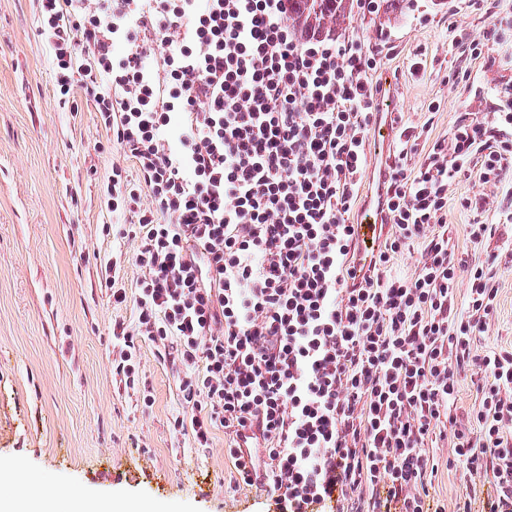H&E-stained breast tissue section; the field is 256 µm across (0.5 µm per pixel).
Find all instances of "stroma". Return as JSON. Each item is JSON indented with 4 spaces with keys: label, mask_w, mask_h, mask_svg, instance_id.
Instances as JSON below:
<instances>
[{
    "label": "stroma",
    "mask_w": 512,
    "mask_h": 512,
    "mask_svg": "<svg viewBox=\"0 0 512 512\" xmlns=\"http://www.w3.org/2000/svg\"><path fill=\"white\" fill-rule=\"evenodd\" d=\"M501 40L473 61L462 40L480 37L490 21ZM338 38H386L383 67L397 78L401 125L446 136L468 113L512 109L494 89L512 81V0H380L364 15L352 6ZM422 56L425 69L410 64ZM469 70L477 96L448 76ZM439 102L428 116L430 102ZM132 162L109 140L81 84L68 99L55 87L51 49L40 33L36 0H0V459L20 461L41 482L18 481L19 498L72 487L121 505L148 502L160 512H277L257 485L231 486L234 472L223 431L196 447L190 431L175 427L188 415L178 374L152 343L140 348V383L126 387L112 373L119 357L112 325L134 324L133 306H113L102 288L112 252L127 258L122 285L134 294L141 270L131 238L107 235L124 223L108 212L103 185L113 166ZM478 177L453 185L448 236L469 251L470 211L463 197L494 199ZM498 314L474 350L512 346V264L500 265ZM452 433L438 438V474L429 489L436 512H453L465 489L462 467H449Z\"/></svg>",
    "instance_id": "35a3bbf8"
}]
</instances>
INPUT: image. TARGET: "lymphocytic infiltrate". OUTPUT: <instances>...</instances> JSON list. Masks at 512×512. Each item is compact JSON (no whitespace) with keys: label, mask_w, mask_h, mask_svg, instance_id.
Listing matches in <instances>:
<instances>
[{"label":"lymphocytic infiltrate","mask_w":512,"mask_h":512,"mask_svg":"<svg viewBox=\"0 0 512 512\" xmlns=\"http://www.w3.org/2000/svg\"><path fill=\"white\" fill-rule=\"evenodd\" d=\"M37 3L60 95L81 81L134 166L104 185L107 209L130 218L112 234L137 239L143 272L130 296L122 257L105 266L113 304L137 309L135 325H112L114 374L135 386L141 345L155 344L191 411L176 426L200 448L223 430L235 482L262 484L280 512L333 494L356 512H428L430 450L447 426L448 464L467 477L455 512H473L488 484L484 512H512V349L474 352L512 249L476 263L446 228L450 187L474 175L506 191L493 207L462 199L473 248L512 223V113L461 117L416 167L421 134L402 129L384 160V244L358 271L349 218L380 47L301 34L290 0ZM413 245L414 275L396 274ZM470 376L479 401L459 429L452 407Z\"/></svg>","instance_id":"f902f5d3"}]
</instances>
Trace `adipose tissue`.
Masks as SVG:
<instances>
[{"label":"adipose tissue","instance_id":"adipose-tissue-1","mask_svg":"<svg viewBox=\"0 0 512 512\" xmlns=\"http://www.w3.org/2000/svg\"><path fill=\"white\" fill-rule=\"evenodd\" d=\"M22 478L36 482L40 476L27 472L16 462L0 460V512H113L111 503L89 499L68 487L44 498L22 499L4 494V487Z\"/></svg>","mask_w":512,"mask_h":512}]
</instances>
